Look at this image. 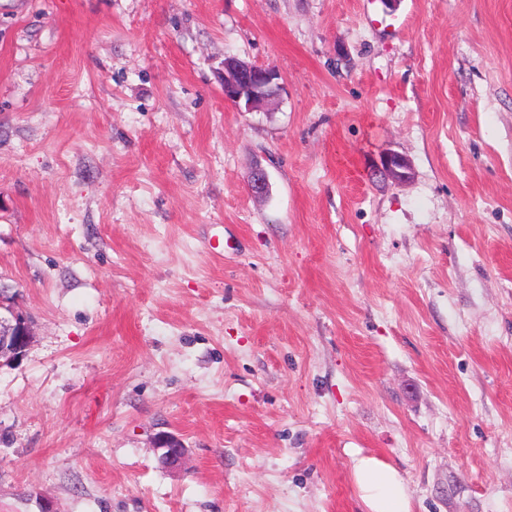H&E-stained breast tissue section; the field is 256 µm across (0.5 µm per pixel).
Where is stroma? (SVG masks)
<instances>
[{
	"mask_svg": "<svg viewBox=\"0 0 512 512\" xmlns=\"http://www.w3.org/2000/svg\"><path fill=\"white\" fill-rule=\"evenodd\" d=\"M0 279V512H512V0H0ZM278 79L273 67L227 59L223 72L224 99L241 112H251L276 98L280 90ZM411 168L409 163L401 155L387 152L381 158L378 171L394 181L402 182L410 178ZM11 290L0 282V366L15 361L33 337L27 320L15 311ZM156 448L162 450L161 460L169 467L180 465L185 455L181 440L174 435L161 434L156 440ZM353 476L366 512H411L407 484L392 466L359 454L354 458Z\"/></svg>",
	"mask_w": 512,
	"mask_h": 512,
	"instance_id": "stroma-1",
	"label": "stroma"
}]
</instances>
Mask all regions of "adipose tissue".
<instances>
[{"label":"adipose tissue","mask_w":512,"mask_h":512,"mask_svg":"<svg viewBox=\"0 0 512 512\" xmlns=\"http://www.w3.org/2000/svg\"><path fill=\"white\" fill-rule=\"evenodd\" d=\"M353 476L368 512H411L407 484L392 466L373 456H356Z\"/></svg>","instance_id":"obj_1"}]
</instances>
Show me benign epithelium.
<instances>
[{"mask_svg": "<svg viewBox=\"0 0 512 512\" xmlns=\"http://www.w3.org/2000/svg\"><path fill=\"white\" fill-rule=\"evenodd\" d=\"M280 90L278 73L270 66L245 64L233 58L224 61V100L238 110L251 112L269 105ZM379 172L402 182L410 178V165L401 155L388 152L380 161ZM253 197L260 199L269 191L266 172L254 168L248 179ZM33 333L27 320L14 308L11 288L0 282V365L15 361L27 348ZM156 448L162 450L161 460L169 467L181 464L185 448L181 440L169 434H162L156 440Z\"/></svg>", "mask_w": 512, "mask_h": 512, "instance_id": "benign-epithelium-1", "label": "benign epithelium"}]
</instances>
